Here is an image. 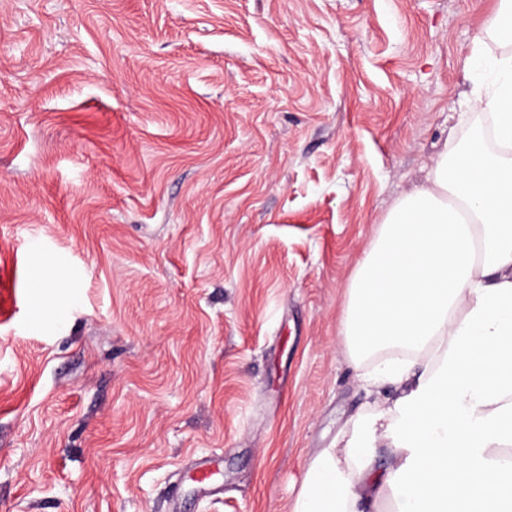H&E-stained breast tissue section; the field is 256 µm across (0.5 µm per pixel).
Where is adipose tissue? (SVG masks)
<instances>
[{
	"label": "adipose tissue",
	"instance_id": "obj_1",
	"mask_svg": "<svg viewBox=\"0 0 512 512\" xmlns=\"http://www.w3.org/2000/svg\"><path fill=\"white\" fill-rule=\"evenodd\" d=\"M483 68L488 124L392 209L349 290L344 344L397 394L311 458L292 512H512V53Z\"/></svg>",
	"mask_w": 512,
	"mask_h": 512
}]
</instances>
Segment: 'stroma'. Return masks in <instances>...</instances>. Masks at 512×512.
<instances>
[{
    "instance_id": "stroma-1",
    "label": "stroma",
    "mask_w": 512,
    "mask_h": 512,
    "mask_svg": "<svg viewBox=\"0 0 512 512\" xmlns=\"http://www.w3.org/2000/svg\"><path fill=\"white\" fill-rule=\"evenodd\" d=\"M497 4L0 0V512H290Z\"/></svg>"
}]
</instances>
